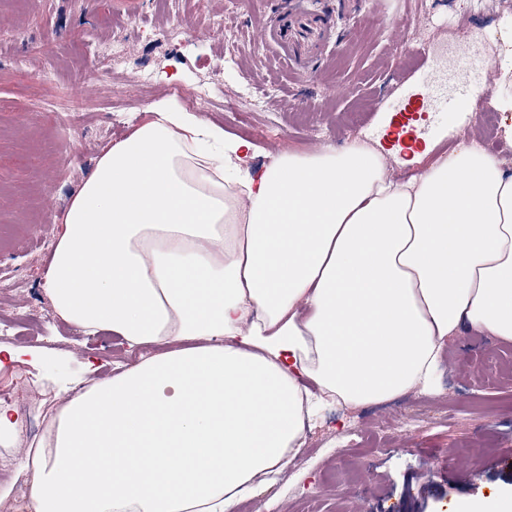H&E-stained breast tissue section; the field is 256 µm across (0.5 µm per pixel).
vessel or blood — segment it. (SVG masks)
<instances>
[{
  "instance_id": "obj_1",
  "label": "vessel or blood",
  "mask_w": 512,
  "mask_h": 512,
  "mask_svg": "<svg viewBox=\"0 0 512 512\" xmlns=\"http://www.w3.org/2000/svg\"><path fill=\"white\" fill-rule=\"evenodd\" d=\"M328 33L326 20L305 8L303 0H290L288 9L282 11L274 31L278 45L287 48L297 59H306L324 43Z\"/></svg>"
}]
</instances>
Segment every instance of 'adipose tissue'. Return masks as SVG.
Listing matches in <instances>:
<instances>
[{
	"label": "adipose tissue",
	"mask_w": 512,
	"mask_h": 512,
	"mask_svg": "<svg viewBox=\"0 0 512 512\" xmlns=\"http://www.w3.org/2000/svg\"><path fill=\"white\" fill-rule=\"evenodd\" d=\"M96 161L43 288L147 349L20 459L27 512H234L294 461L319 395L434 389L448 338L512 341V176L462 147L404 181L349 144L261 171L171 100Z\"/></svg>",
	"instance_id": "1"
}]
</instances>
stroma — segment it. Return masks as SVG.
<instances>
[{
	"label": "stroma",
	"mask_w": 512,
	"mask_h": 512,
	"mask_svg": "<svg viewBox=\"0 0 512 512\" xmlns=\"http://www.w3.org/2000/svg\"><path fill=\"white\" fill-rule=\"evenodd\" d=\"M278 0H0V345L38 347L40 369L0 368V401L24 424L0 446V512L29 494L18 461L48 435L51 377L98 379L140 360L121 337L86 336L41 288L61 216L100 154L144 119L146 105L199 86V118L253 145L249 166L351 140L381 153L396 180L465 140L485 143L512 175V0H309L332 15L321 56L289 61L261 32ZM473 30L454 64L422 53ZM469 104L435 112L431 86ZM512 489V342L464 331L446 346L438 383L380 405L324 403L293 464L235 512H453L460 497Z\"/></svg>",
	"instance_id": "1"
}]
</instances>
